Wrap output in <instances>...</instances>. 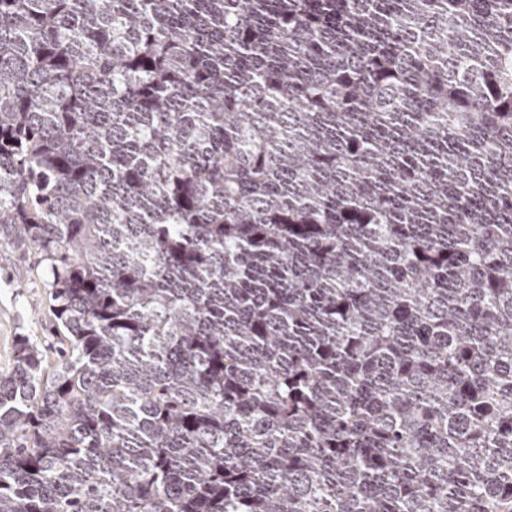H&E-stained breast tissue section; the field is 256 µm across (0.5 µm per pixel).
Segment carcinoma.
Instances as JSON below:
<instances>
[{
    "mask_svg": "<svg viewBox=\"0 0 512 512\" xmlns=\"http://www.w3.org/2000/svg\"><path fill=\"white\" fill-rule=\"evenodd\" d=\"M0 512H512V0H0ZM32 249L22 255L0 246V375L10 371L15 341L28 336L49 361H58L63 330L51 312L48 271Z\"/></svg>",
    "mask_w": 512,
    "mask_h": 512,
    "instance_id": "1",
    "label": "carcinoma"
}]
</instances>
